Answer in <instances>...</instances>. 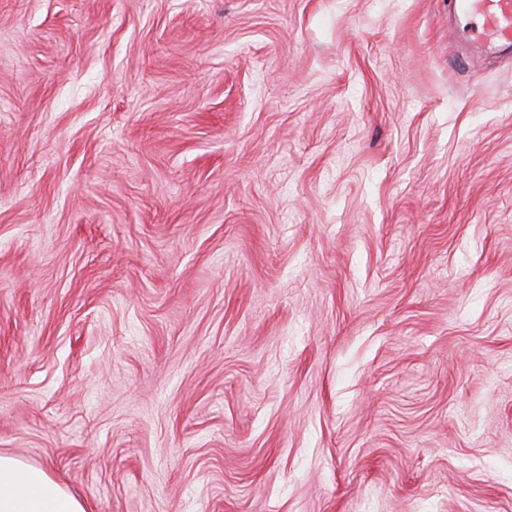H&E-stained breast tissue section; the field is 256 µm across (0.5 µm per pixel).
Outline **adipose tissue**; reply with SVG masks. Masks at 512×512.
Listing matches in <instances>:
<instances>
[{
    "instance_id": "ef3b65f1",
    "label": "adipose tissue",
    "mask_w": 512,
    "mask_h": 512,
    "mask_svg": "<svg viewBox=\"0 0 512 512\" xmlns=\"http://www.w3.org/2000/svg\"><path fill=\"white\" fill-rule=\"evenodd\" d=\"M0 512H86V507L48 470L0 455Z\"/></svg>"
}]
</instances>
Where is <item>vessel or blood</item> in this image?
Returning <instances> with one entry per match:
<instances>
[{
  "instance_id": "b4317fda",
  "label": "vessel or blood",
  "mask_w": 512,
  "mask_h": 512,
  "mask_svg": "<svg viewBox=\"0 0 512 512\" xmlns=\"http://www.w3.org/2000/svg\"><path fill=\"white\" fill-rule=\"evenodd\" d=\"M459 20L476 25L477 40L492 48L512 45V0H453Z\"/></svg>"
}]
</instances>
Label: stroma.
Listing matches in <instances>:
<instances>
[{
	"label": "stroma",
	"instance_id": "obj_1",
	"mask_svg": "<svg viewBox=\"0 0 512 512\" xmlns=\"http://www.w3.org/2000/svg\"><path fill=\"white\" fill-rule=\"evenodd\" d=\"M0 453L89 512H512V54L0 0Z\"/></svg>",
	"mask_w": 512,
	"mask_h": 512
}]
</instances>
